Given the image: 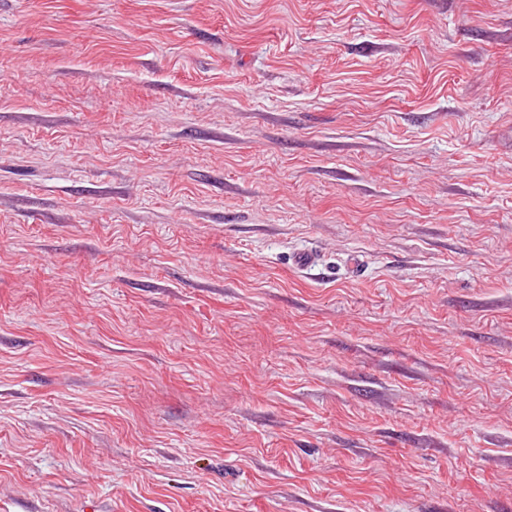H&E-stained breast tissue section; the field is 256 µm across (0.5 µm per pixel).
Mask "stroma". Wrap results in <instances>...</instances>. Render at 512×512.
<instances>
[{
	"label": "stroma",
	"instance_id": "stroma-1",
	"mask_svg": "<svg viewBox=\"0 0 512 512\" xmlns=\"http://www.w3.org/2000/svg\"><path fill=\"white\" fill-rule=\"evenodd\" d=\"M0 512H512V0H0Z\"/></svg>",
	"mask_w": 512,
	"mask_h": 512
}]
</instances>
